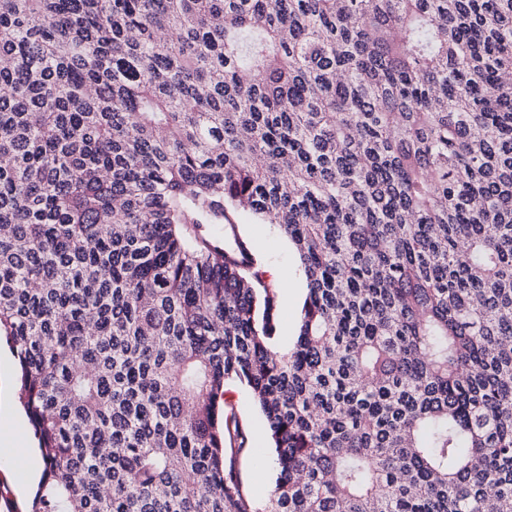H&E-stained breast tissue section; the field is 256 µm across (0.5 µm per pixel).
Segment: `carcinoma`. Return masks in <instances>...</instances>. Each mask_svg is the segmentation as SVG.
Wrapping results in <instances>:
<instances>
[{"instance_id":"1","label":"carcinoma","mask_w":512,"mask_h":512,"mask_svg":"<svg viewBox=\"0 0 512 512\" xmlns=\"http://www.w3.org/2000/svg\"><path fill=\"white\" fill-rule=\"evenodd\" d=\"M507 76L512 0H0L29 512H512ZM237 211L303 268L286 353ZM226 399L234 405L238 419L249 438L248 448L250 449L244 452L239 459L241 477L252 494L263 500L268 496L276 477L269 434L249 391L245 387L240 385L228 386ZM255 469H266L267 482L265 485H255L253 483L252 474Z\"/></svg>"}]
</instances>
